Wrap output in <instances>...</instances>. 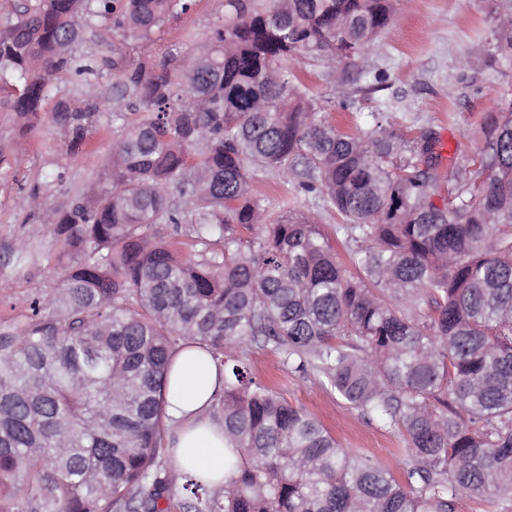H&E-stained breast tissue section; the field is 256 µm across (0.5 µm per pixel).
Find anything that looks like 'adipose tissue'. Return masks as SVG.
Returning a JSON list of instances; mask_svg holds the SVG:
<instances>
[{
    "label": "adipose tissue",
    "mask_w": 512,
    "mask_h": 512,
    "mask_svg": "<svg viewBox=\"0 0 512 512\" xmlns=\"http://www.w3.org/2000/svg\"><path fill=\"white\" fill-rule=\"evenodd\" d=\"M223 388L224 374L207 350L191 342L177 349L164 392L172 465L182 474L208 475L217 489L224 486V425L209 409Z\"/></svg>",
    "instance_id": "ef3b65f1"
}]
</instances>
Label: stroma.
Listing matches in <instances>:
<instances>
[{
    "mask_svg": "<svg viewBox=\"0 0 512 512\" xmlns=\"http://www.w3.org/2000/svg\"><path fill=\"white\" fill-rule=\"evenodd\" d=\"M492 0H397L393 33L381 37L376 52L344 63H291L289 69L309 87L318 109L331 123L365 124L371 112H386L392 129L413 138L427 128L439 132L445 158L473 157L482 147L479 122L490 104L512 99V67L477 52L476 44L493 38ZM224 14V0H197L194 11L168 22L154 35L152 55L162 58L206 41ZM349 71L351 108L339 104L336 77ZM113 132L96 133L86 152L67 154L49 133L29 141L21 160L0 177V322H12L28 312L29 300L49 293L60 280L51 254L58 245L30 207L37 191H51L57 205L68 204L81 191L100 187L111 158ZM67 170L63 185H49L52 172ZM253 196L260 198L270 218L283 208L314 216L326 233H333L340 216L313 196L293 191L287 179L273 171L253 179ZM27 238L35 261L18 269L7 250ZM248 359L256 377L273 384L291 405L319 417L331 434L401 470V436L376 418L343 403L315 373L292 372L273 351L250 347Z\"/></svg>",
    "mask_w": 512,
    "mask_h": 512,
    "instance_id": "35a3bbf8",
    "label": "stroma"
}]
</instances>
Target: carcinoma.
<instances>
[{
  "mask_svg": "<svg viewBox=\"0 0 512 512\" xmlns=\"http://www.w3.org/2000/svg\"><path fill=\"white\" fill-rule=\"evenodd\" d=\"M396 0H224L207 41L160 63L152 36L195 0H24L0 29V170L48 122L76 154L112 122L104 188L31 204L60 243L59 286L0 324V505L15 512H165L170 355L192 341L224 372V489L181 484L182 512H489L512 503V101L483 113L484 146L442 173V143L371 113L322 117L293 61L352 63ZM488 52L512 63V0ZM108 24L112 39L99 33ZM97 34L99 56L78 46ZM82 82L81 104L50 81ZM278 171L342 218L270 220L251 175ZM187 224L182 257L152 230ZM257 233L245 242L240 231ZM224 249L211 248L214 241ZM31 256L18 239L8 259ZM270 348L347 405L398 427V475L344 447L254 376Z\"/></svg>",
  "mask_w": 512,
  "mask_h": 512,
  "instance_id": "cac0c4a2",
  "label": "carcinoma"
}]
</instances>
